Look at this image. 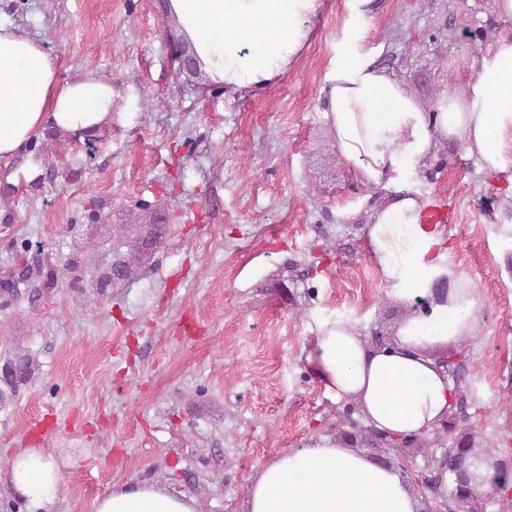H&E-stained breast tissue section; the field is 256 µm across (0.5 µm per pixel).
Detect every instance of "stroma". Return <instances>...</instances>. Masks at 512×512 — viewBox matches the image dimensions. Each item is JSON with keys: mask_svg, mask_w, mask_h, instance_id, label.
Wrapping results in <instances>:
<instances>
[{"mask_svg": "<svg viewBox=\"0 0 512 512\" xmlns=\"http://www.w3.org/2000/svg\"><path fill=\"white\" fill-rule=\"evenodd\" d=\"M512 34L491 0H323L297 65L227 93L176 73L167 0H0V24L41 41L67 79L112 84V120L77 146L55 133L0 161V512H28L8 479L40 448L61 482L42 512H94L112 487L153 479L201 512H244L266 462L336 435L341 402L304 368L322 318L392 333L404 308L365 251L382 189L363 185L319 107L332 64L373 52L423 107L476 73L463 20ZM362 39H352L355 25ZM462 142L415 186L458 221L451 263L484 301L451 367L467 401L454 438L512 456V206ZM349 217H342V210ZM127 275L93 280L114 255Z\"/></svg>", "mask_w": 512, "mask_h": 512, "instance_id": "obj_1", "label": "stroma"}]
</instances>
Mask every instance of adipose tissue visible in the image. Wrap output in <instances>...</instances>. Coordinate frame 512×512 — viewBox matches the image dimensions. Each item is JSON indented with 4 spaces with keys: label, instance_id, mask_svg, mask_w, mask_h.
<instances>
[{
    "label": "adipose tissue",
    "instance_id": "1",
    "mask_svg": "<svg viewBox=\"0 0 512 512\" xmlns=\"http://www.w3.org/2000/svg\"><path fill=\"white\" fill-rule=\"evenodd\" d=\"M167 6L208 85L237 93L288 72L322 0H168ZM241 27L252 30L251 39L237 36ZM112 106L111 83L90 75L60 78L42 43L0 25L1 160L48 130L94 133ZM320 113L360 182L390 193L371 214L367 255L387 296L407 313L392 346L382 348L353 320L319 322L304 361L332 398L357 405L367 426L425 437L455 396L438 356L479 333L485 303L450 263L445 227L429 223L430 201L414 191L408 174L455 139L485 172L512 167V35L493 36L474 78L448 85L429 109L400 77L369 54L354 53L328 72ZM10 479L17 496L40 506L58 490L61 475L42 449L22 448ZM95 512H200V505L151 480L113 487L97 498ZM246 512H419V502L397 468L322 436L264 465L249 485Z\"/></svg>",
    "mask_w": 512,
    "mask_h": 512
}]
</instances>
